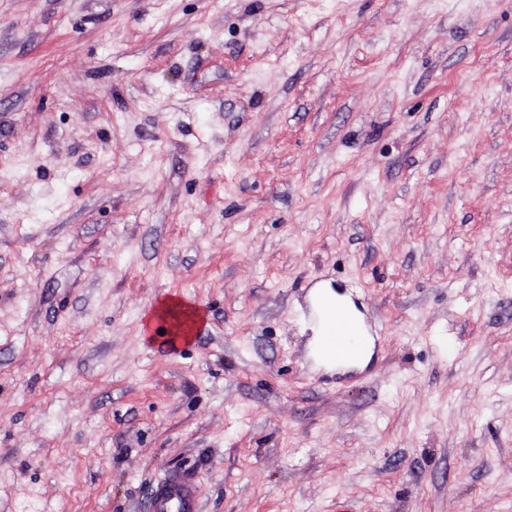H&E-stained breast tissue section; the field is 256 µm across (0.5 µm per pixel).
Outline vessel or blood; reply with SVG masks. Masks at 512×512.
<instances>
[{"label": "vessel or blood", "instance_id": "1", "mask_svg": "<svg viewBox=\"0 0 512 512\" xmlns=\"http://www.w3.org/2000/svg\"><path fill=\"white\" fill-rule=\"evenodd\" d=\"M323 327L320 352L348 361L371 350L375 331L367 321H355L344 305L316 309ZM200 486L182 473H168L149 483V512H199Z\"/></svg>", "mask_w": 512, "mask_h": 512}]
</instances>
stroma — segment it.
<instances>
[{
    "label": "stroma",
    "instance_id": "1",
    "mask_svg": "<svg viewBox=\"0 0 512 512\" xmlns=\"http://www.w3.org/2000/svg\"><path fill=\"white\" fill-rule=\"evenodd\" d=\"M327 282L381 329L349 377L306 360ZM169 470L512 512V0H0V512Z\"/></svg>",
    "mask_w": 512,
    "mask_h": 512
}]
</instances>
